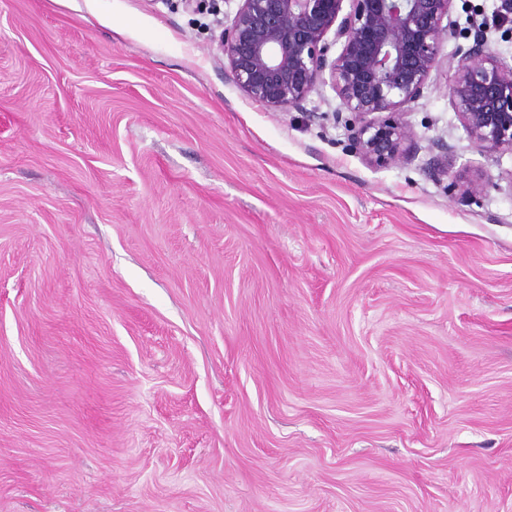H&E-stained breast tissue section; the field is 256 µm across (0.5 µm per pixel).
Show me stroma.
Returning a JSON list of instances; mask_svg holds the SVG:
<instances>
[{
    "mask_svg": "<svg viewBox=\"0 0 512 512\" xmlns=\"http://www.w3.org/2000/svg\"><path fill=\"white\" fill-rule=\"evenodd\" d=\"M449 20L512 63L506 0ZM222 30L0 0V512H512V153L441 70L369 166L330 86L246 98Z\"/></svg>",
    "mask_w": 512,
    "mask_h": 512,
    "instance_id": "obj_1",
    "label": "stroma"
}]
</instances>
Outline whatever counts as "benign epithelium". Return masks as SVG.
<instances>
[{"mask_svg": "<svg viewBox=\"0 0 512 512\" xmlns=\"http://www.w3.org/2000/svg\"><path fill=\"white\" fill-rule=\"evenodd\" d=\"M350 2L343 11V2ZM219 50L224 73L271 112L301 110L318 84H330L353 115L358 154L390 167L418 149L404 119L432 72L450 74L448 98L475 147L512 152V65L501 62L487 38L448 54L455 32L443 24L453 0H236ZM338 54L331 58V47ZM448 173V146L426 164Z\"/></svg>", "mask_w": 512, "mask_h": 512, "instance_id": "benign-epithelium-1", "label": "benign epithelium"}]
</instances>
